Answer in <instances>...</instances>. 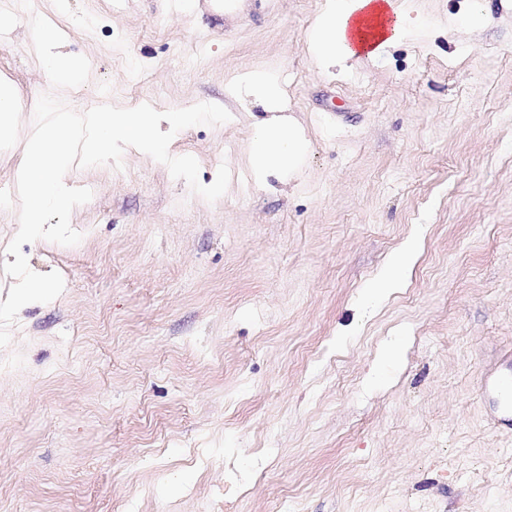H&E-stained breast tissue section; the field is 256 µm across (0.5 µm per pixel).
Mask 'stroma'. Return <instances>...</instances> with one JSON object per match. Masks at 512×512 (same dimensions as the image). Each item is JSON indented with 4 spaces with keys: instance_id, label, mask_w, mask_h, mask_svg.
Here are the masks:
<instances>
[{
    "instance_id": "obj_1",
    "label": "stroma",
    "mask_w": 512,
    "mask_h": 512,
    "mask_svg": "<svg viewBox=\"0 0 512 512\" xmlns=\"http://www.w3.org/2000/svg\"><path fill=\"white\" fill-rule=\"evenodd\" d=\"M328 4L246 0L214 35L166 0H0L5 193L41 94L231 115L169 147L203 182L228 165L215 203L132 148L67 172L93 192L79 244H23L65 288L0 348V512H512V432L481 389L512 371V0L458 31L470 0H407L428 28L340 77L306 40ZM41 25L78 83L42 81ZM257 75L307 142L263 189ZM414 234L401 288L365 312ZM418 245L419 238L413 236L390 255L381 273L369 283L365 290V310L375 309L394 289L399 288L405 272L417 257Z\"/></svg>"
}]
</instances>
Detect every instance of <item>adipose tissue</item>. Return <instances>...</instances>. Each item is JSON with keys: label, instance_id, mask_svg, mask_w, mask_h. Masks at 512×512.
I'll return each mask as SVG.
<instances>
[{"label": "adipose tissue", "instance_id": "obj_1", "mask_svg": "<svg viewBox=\"0 0 512 512\" xmlns=\"http://www.w3.org/2000/svg\"><path fill=\"white\" fill-rule=\"evenodd\" d=\"M422 27L396 0H333L309 33L314 56L324 65H341L352 59L377 57L399 40ZM306 141L292 127L278 123L260 124L251 149L255 184H263L269 171H297L306 153ZM419 239L406 240L389 257L381 273L365 290L364 305L376 308L402 283L405 272L417 257Z\"/></svg>", "mask_w": 512, "mask_h": 512}]
</instances>
